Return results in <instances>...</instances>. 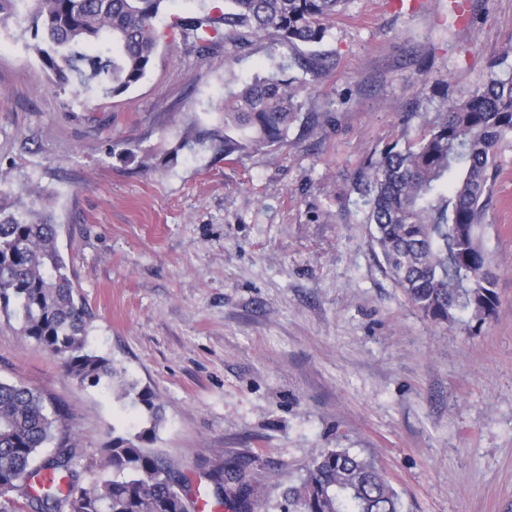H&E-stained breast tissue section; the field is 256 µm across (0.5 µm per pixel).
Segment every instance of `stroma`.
Listing matches in <instances>:
<instances>
[{"mask_svg":"<svg viewBox=\"0 0 512 512\" xmlns=\"http://www.w3.org/2000/svg\"><path fill=\"white\" fill-rule=\"evenodd\" d=\"M347 0L315 45L162 40L147 76L102 97L62 90L31 32L0 29V202L30 188L91 315L89 346L163 408L159 427L119 385L79 383L0 315V380L64 409L96 468L112 436L155 428L184 485L212 491L245 464L279 512V488L328 448L374 459L404 512H512V138L480 226L498 307L485 322L422 316L371 242L362 174L407 145L491 62L512 74V0ZM327 66L306 74L295 58ZM231 68H224V58ZM274 61L330 112L266 153L225 159L216 137L230 78ZM202 139L179 149L187 127Z\"/></svg>","mask_w":512,"mask_h":512,"instance_id":"stroma-1","label":"stroma"}]
</instances>
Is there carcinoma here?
Listing matches in <instances>:
<instances>
[{
  "instance_id": "cac0c4a2",
  "label": "carcinoma",
  "mask_w": 512,
  "mask_h": 512,
  "mask_svg": "<svg viewBox=\"0 0 512 512\" xmlns=\"http://www.w3.org/2000/svg\"><path fill=\"white\" fill-rule=\"evenodd\" d=\"M166 0H0V26L34 28L31 49L60 86L117 96L146 75L167 32L156 26ZM346 0H224L216 11L176 18L170 30L202 52L236 36L272 45L321 43ZM307 94L278 72L244 82L224 96V157H242L284 142ZM512 137V76L490 70L466 99L448 103L403 149L370 162L364 175L368 222L385 269L427 319L448 324L469 312L496 315L495 276L477 228L497 172V147ZM49 213L24 219L0 210V312L18 317L22 335L60 361L81 384L122 374L112 358L89 348L90 321L57 246ZM122 396L152 426L112 437L101 471L80 483V453L63 416L37 389L0 381V512H189L175 465L145 443L163 420L151 392L130 383ZM53 445L43 456L42 449ZM209 478L232 512H253L265 489L224 462ZM280 512H402L398 491L377 464L346 448H328L280 494Z\"/></svg>"
}]
</instances>
